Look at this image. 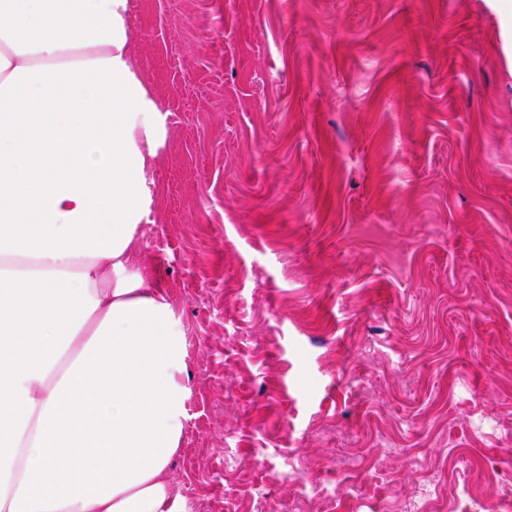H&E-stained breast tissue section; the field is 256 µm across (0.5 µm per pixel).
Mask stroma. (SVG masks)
Segmentation results:
<instances>
[{
    "label": "stroma",
    "instance_id": "35a3bbf8",
    "mask_svg": "<svg viewBox=\"0 0 512 512\" xmlns=\"http://www.w3.org/2000/svg\"><path fill=\"white\" fill-rule=\"evenodd\" d=\"M169 111L140 260L180 319L173 489L431 512L512 472L505 0H132ZM434 484L427 480L415 490L409 499L402 500L399 504L401 512H428L433 500Z\"/></svg>",
    "mask_w": 512,
    "mask_h": 512
}]
</instances>
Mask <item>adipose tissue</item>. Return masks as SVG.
Here are the masks:
<instances>
[{
	"label": "adipose tissue",
	"instance_id": "obj_1",
	"mask_svg": "<svg viewBox=\"0 0 512 512\" xmlns=\"http://www.w3.org/2000/svg\"><path fill=\"white\" fill-rule=\"evenodd\" d=\"M130 0H0V512H189L184 333L137 262L167 133Z\"/></svg>",
	"mask_w": 512,
	"mask_h": 512
}]
</instances>
